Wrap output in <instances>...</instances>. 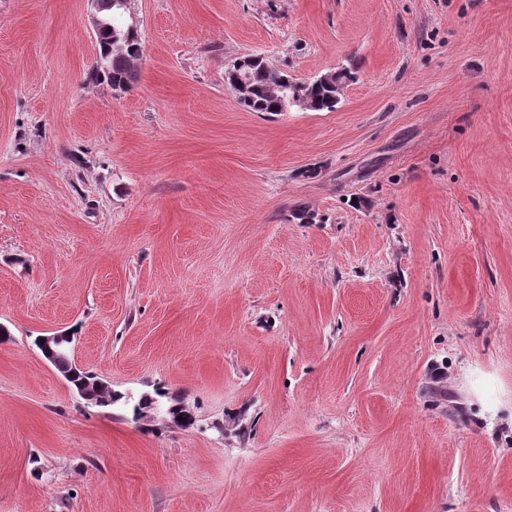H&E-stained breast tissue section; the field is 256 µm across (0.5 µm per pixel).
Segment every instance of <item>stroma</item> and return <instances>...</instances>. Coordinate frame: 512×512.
<instances>
[{"label":"stroma","mask_w":512,"mask_h":512,"mask_svg":"<svg viewBox=\"0 0 512 512\" xmlns=\"http://www.w3.org/2000/svg\"><path fill=\"white\" fill-rule=\"evenodd\" d=\"M88 16L0 0V512H512V0H131L125 93ZM255 56H244L236 59L225 72V82L239 97L238 103L249 112H284L287 99L274 97L270 93V85L274 82L271 70L263 61H257L251 67ZM251 67V68H250ZM250 80V83H249ZM250 85V87H249ZM249 87V95L244 99ZM288 109L285 111L287 112ZM281 75L290 78L291 81H294V87H290V90H288V86H285L283 82L278 79L275 84L272 85V92L276 96L279 95H288L291 96L294 94L297 96L298 94L300 96H304L307 99H303L301 97L297 98H290L291 102L298 107L299 110L307 111L308 109H311V111L315 112H332L336 110V106L339 104V102H336V98H341L344 94V90L346 85L343 83H336V75L334 79L331 81H320V80H327L330 77H327L326 75H322L318 80V78L311 79V80H299L293 77L288 76L287 73L280 72ZM288 81V84L291 83V81ZM39 340H42L43 344H40ZM73 340L74 337L70 333L59 331L49 335L39 336L38 345L42 355L47 360H52L58 356L57 350L60 346L66 344L71 348ZM34 344L37 346V338ZM60 355L61 357H57L53 365L63 375L75 392L84 393L82 400L87 401V404H94L102 408H112L115 405L127 407L130 405L131 400H127L125 395L112 391V389H109L102 382L96 380L95 377L77 368L71 362L69 353ZM153 400H157L159 403L163 404L166 408L171 409V413L167 416L170 420L179 423L191 424L192 423V411L190 408L184 404V402L175 395H170L168 392L164 391V389H156L153 394L143 396L141 395L138 400L132 404V414L134 417L135 407L140 404V408L142 410H148L150 403ZM178 416H182L183 420L179 421Z\"/></svg>","instance_id":"1"}]
</instances>
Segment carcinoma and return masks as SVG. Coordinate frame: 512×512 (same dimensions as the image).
<instances>
[{
  "label": "carcinoma",
  "instance_id": "carcinoma-1",
  "mask_svg": "<svg viewBox=\"0 0 512 512\" xmlns=\"http://www.w3.org/2000/svg\"><path fill=\"white\" fill-rule=\"evenodd\" d=\"M129 0H103L102 11L99 14L101 24L96 33L98 53L96 58L103 64H96L93 73L96 79L108 83L112 89L125 91L130 88L137 77L136 55L143 49L141 34L138 29L125 21ZM249 95L239 101V104L249 112H283L288 100L273 96L270 85L274 82L271 70L262 61L250 68ZM288 94L301 95L312 102L315 112H332L336 110V80L320 81L294 80V87ZM56 369L63 375L75 392L82 394V399L102 408L115 405L127 407L130 401L121 393L109 389L95 377L77 368L70 355L63 353L53 362ZM158 401L171 410L168 418L174 422L183 417V423H192V411L175 395L160 389L150 395L140 396L137 403L143 410L149 409L152 401Z\"/></svg>",
  "mask_w": 512,
  "mask_h": 512
}]
</instances>
